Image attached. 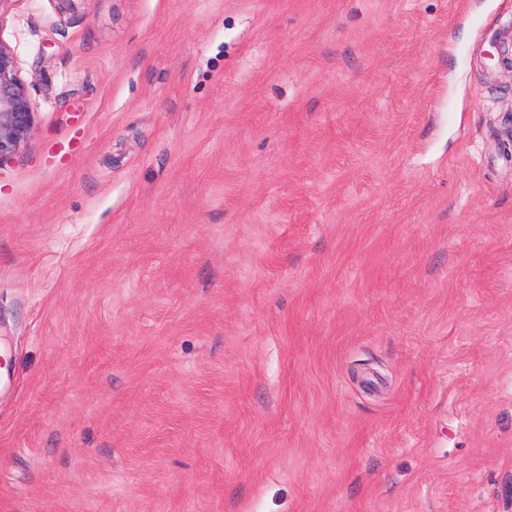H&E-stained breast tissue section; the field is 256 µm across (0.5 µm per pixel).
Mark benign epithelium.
Masks as SVG:
<instances>
[{"instance_id":"7a95c632","label":"benign epithelium","mask_w":512,"mask_h":512,"mask_svg":"<svg viewBox=\"0 0 512 512\" xmlns=\"http://www.w3.org/2000/svg\"><path fill=\"white\" fill-rule=\"evenodd\" d=\"M35 106L19 72L14 51L0 40V158L30 136Z\"/></svg>"}]
</instances>
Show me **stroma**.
<instances>
[{
  "instance_id": "obj_1",
  "label": "stroma",
  "mask_w": 512,
  "mask_h": 512,
  "mask_svg": "<svg viewBox=\"0 0 512 512\" xmlns=\"http://www.w3.org/2000/svg\"><path fill=\"white\" fill-rule=\"evenodd\" d=\"M0 512H512V0H12ZM35 106L19 72L14 51L0 40V161L30 136Z\"/></svg>"
}]
</instances>
